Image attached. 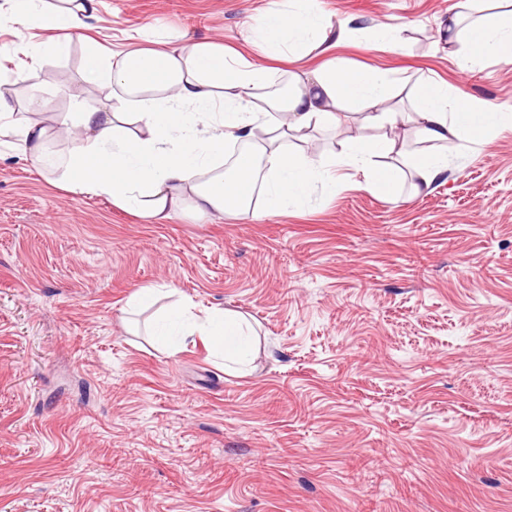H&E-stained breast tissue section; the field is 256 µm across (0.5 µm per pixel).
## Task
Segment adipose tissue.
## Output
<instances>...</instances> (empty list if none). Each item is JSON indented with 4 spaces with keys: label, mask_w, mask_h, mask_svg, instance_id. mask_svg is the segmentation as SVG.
Returning a JSON list of instances; mask_svg holds the SVG:
<instances>
[{
    "label": "adipose tissue",
    "mask_w": 512,
    "mask_h": 512,
    "mask_svg": "<svg viewBox=\"0 0 512 512\" xmlns=\"http://www.w3.org/2000/svg\"><path fill=\"white\" fill-rule=\"evenodd\" d=\"M505 0H458L448 19V41L458 44V66L468 71L483 55L512 56V10ZM88 0H0V21L56 32V39L26 48L13 70L0 73V148L42 160L49 141H65L57 185L74 195L104 196L114 206L153 220L169 218L191 202L195 213L250 211L262 199L269 213L302 205L316 187L333 192L335 169L366 172L365 188L377 194L407 181L412 193L428 190L449 166L444 147L463 137H486L512 127V113L473 103L463 92L433 85L411 112L393 102L392 81L377 68L349 69L334 52L350 29L326 21L316 0H278L254 27L258 59H245L216 41L153 47L108 55L88 49L84 82L110 86L114 102L67 114L53 124L37 121L44 105L19 100L18 86L32 68L68 57L72 31L82 29ZM314 51L323 64L270 82L272 61ZM364 109L371 136H350L353 108ZM410 125L416 149L398 132ZM316 129L341 134L331 159L294 150L289 139ZM242 143L228 171H220L224 146ZM156 336H209L225 361L252 356L254 330L226 310L194 314L172 307L153 329Z\"/></svg>",
    "instance_id": "1"
}]
</instances>
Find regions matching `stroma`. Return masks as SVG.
Returning a JSON list of instances; mask_svg holds the SVG:
<instances>
[{"mask_svg": "<svg viewBox=\"0 0 512 512\" xmlns=\"http://www.w3.org/2000/svg\"><path fill=\"white\" fill-rule=\"evenodd\" d=\"M271 0H95L68 58L20 96L53 116L112 90L81 78L156 33L248 57ZM456 0H320L336 57L390 71L402 111L431 82L512 112V60L460 71ZM400 29L393 46L378 25ZM49 32L0 25V67ZM446 178L397 199L342 168L285 214L157 223L0 154V512H512V129L448 146ZM163 290L126 312L137 288ZM257 332L247 372L208 340L165 344L175 302Z\"/></svg>", "mask_w": 512, "mask_h": 512, "instance_id": "35a3bbf8", "label": "stroma"}]
</instances>
